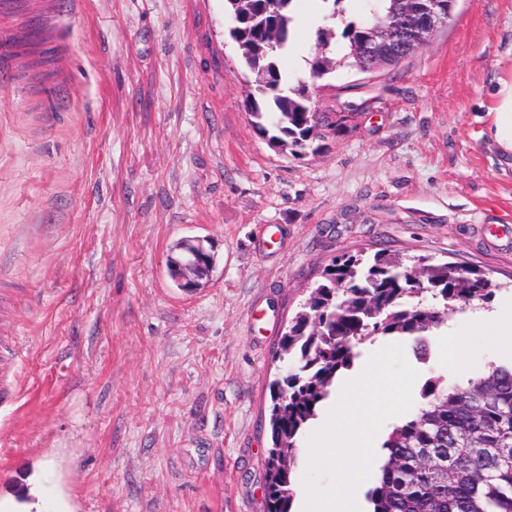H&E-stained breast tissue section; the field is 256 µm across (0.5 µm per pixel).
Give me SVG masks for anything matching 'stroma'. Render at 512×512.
Listing matches in <instances>:
<instances>
[{
  "label": "stroma",
  "instance_id": "1",
  "mask_svg": "<svg viewBox=\"0 0 512 512\" xmlns=\"http://www.w3.org/2000/svg\"><path fill=\"white\" fill-rule=\"evenodd\" d=\"M220 0H69L43 77L0 59V293L18 391L0 404V497L32 475L79 512H266L270 383L289 321L336 256L376 252L486 274L469 325L512 303V156L487 108L512 74V0H457L397 65L310 79L328 121L294 155L252 126L254 76ZM185 237L204 288H173ZM419 380L512 363V333L426 336ZM190 241H195L198 246L191 247L187 249L180 257L176 260V262L184 269V277L183 280L181 278V271L179 268L175 267V264L170 265V262L167 261V275L170 280L173 282L175 286L180 288L182 286L181 280L183 283H187V287L185 290H195V286L193 284V274L196 270H205L206 264H209L210 261L207 257L209 251L206 249L205 242L207 239L201 237H193L189 239Z\"/></svg>",
  "mask_w": 512,
  "mask_h": 512
}]
</instances>
